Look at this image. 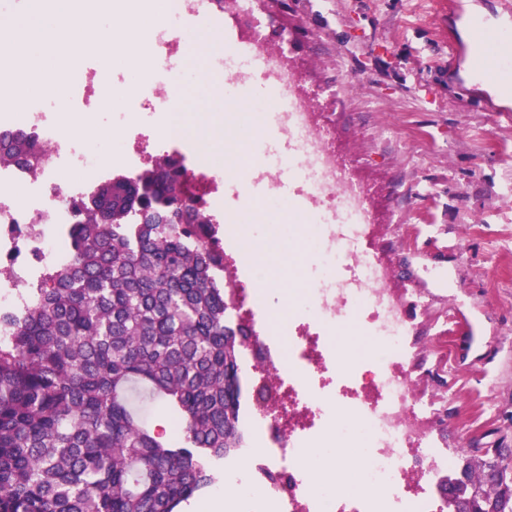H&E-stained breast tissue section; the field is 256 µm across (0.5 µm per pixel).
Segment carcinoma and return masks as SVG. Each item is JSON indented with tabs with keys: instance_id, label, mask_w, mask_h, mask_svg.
I'll list each match as a JSON object with an SVG mask.
<instances>
[{
	"instance_id": "obj_1",
	"label": "carcinoma",
	"mask_w": 512,
	"mask_h": 512,
	"mask_svg": "<svg viewBox=\"0 0 512 512\" xmlns=\"http://www.w3.org/2000/svg\"><path fill=\"white\" fill-rule=\"evenodd\" d=\"M0 135V163L39 162ZM108 177L66 233L70 262L43 276L3 323L0 512H177L244 445L240 346L227 320L224 252L167 159ZM164 403L170 440L135 395ZM497 512L512 495L491 484Z\"/></svg>"
}]
</instances>
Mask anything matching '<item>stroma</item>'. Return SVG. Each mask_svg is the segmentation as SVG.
I'll use <instances>...</instances> for the list:
<instances>
[{"label": "stroma", "instance_id": "1", "mask_svg": "<svg viewBox=\"0 0 512 512\" xmlns=\"http://www.w3.org/2000/svg\"><path fill=\"white\" fill-rule=\"evenodd\" d=\"M445 0H254L264 46H287L301 85L319 92V123L369 192L370 247L412 325L411 381L439 406L425 429L455 463L497 448L512 468V119L467 87L465 59L449 60L461 20ZM232 58L213 92L177 87L198 117L229 101ZM282 138L272 125L237 138L240 175L224 183V209L264 208L282 194L260 157ZM402 232H394V225ZM331 338L351 369L373 347L341 319Z\"/></svg>", "mask_w": 512, "mask_h": 512}]
</instances>
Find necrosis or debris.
<instances>
[{"instance_id":"4bbe7bcc","label":"necrosis or debris","mask_w":512,"mask_h":512,"mask_svg":"<svg viewBox=\"0 0 512 512\" xmlns=\"http://www.w3.org/2000/svg\"><path fill=\"white\" fill-rule=\"evenodd\" d=\"M194 7L195 0H175L170 20L149 49L151 79L138 94L126 95L129 76L117 70L106 76L88 66L66 76L74 121L99 108L104 94L117 99L112 122L123 132L110 146L75 132L62 134L58 114L38 99L0 116V131L32 132L46 148L38 165L0 164V314L21 303L43 270L68 262L65 232L78 223V204L109 167L134 177L151 157H169L187 173V191L211 223L223 222L224 210L217 205L223 177L194 160L181 135L165 137L158 130L159 118L175 108L172 86L185 77L182 40L174 30ZM287 55L283 48L270 52L263 71L280 82L283 102L264 101L260 107L288 140L296 195L311 201L320 216L313 263L328 285L309 289L277 336L268 305L248 282H234L230 300L253 330L241 352L244 379L273 378L280 394L275 407L249 416L262 445L243 451L250 490L243 512H267L271 506L276 512H442L435 491L449 473L448 451L432 446L424 430L435 402L416 394L407 371L410 324L397 295L385 286L388 268L357 247L371 233L365 189L337 163L331 130L313 123L316 99L298 88ZM18 187L26 192L21 202L13 194ZM344 318L372 335L379 349L372 368H344L329 336ZM340 446L350 449L363 483L384 487V494H345L302 463L311 449L333 461Z\"/></svg>"}]
</instances>
